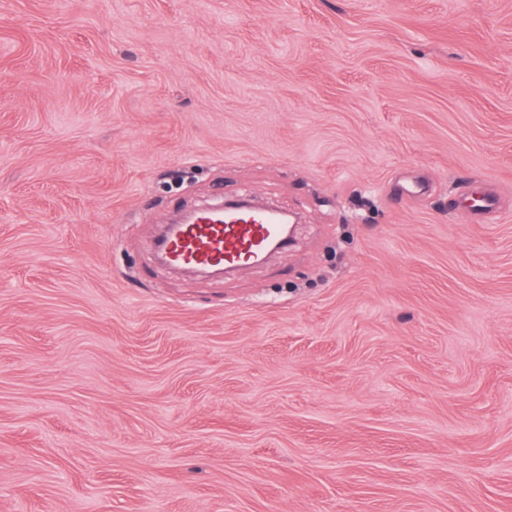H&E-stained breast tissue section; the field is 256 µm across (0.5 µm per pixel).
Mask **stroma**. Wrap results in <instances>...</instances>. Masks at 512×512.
<instances>
[{
    "label": "stroma",
    "instance_id": "stroma-1",
    "mask_svg": "<svg viewBox=\"0 0 512 512\" xmlns=\"http://www.w3.org/2000/svg\"><path fill=\"white\" fill-rule=\"evenodd\" d=\"M0 512H512V0H0ZM273 212L251 210L224 215L201 210L165 237L161 249L176 267L206 272L251 262L279 234Z\"/></svg>",
    "mask_w": 512,
    "mask_h": 512
}]
</instances>
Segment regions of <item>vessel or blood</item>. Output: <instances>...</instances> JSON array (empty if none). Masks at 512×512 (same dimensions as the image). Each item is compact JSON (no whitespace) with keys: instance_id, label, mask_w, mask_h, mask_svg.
Wrapping results in <instances>:
<instances>
[{"instance_id":"obj_1","label":"vessel or blood","mask_w":512,"mask_h":512,"mask_svg":"<svg viewBox=\"0 0 512 512\" xmlns=\"http://www.w3.org/2000/svg\"><path fill=\"white\" fill-rule=\"evenodd\" d=\"M278 234L277 216L269 211L202 210L166 236L161 249L171 265L205 272L249 264Z\"/></svg>"}]
</instances>
